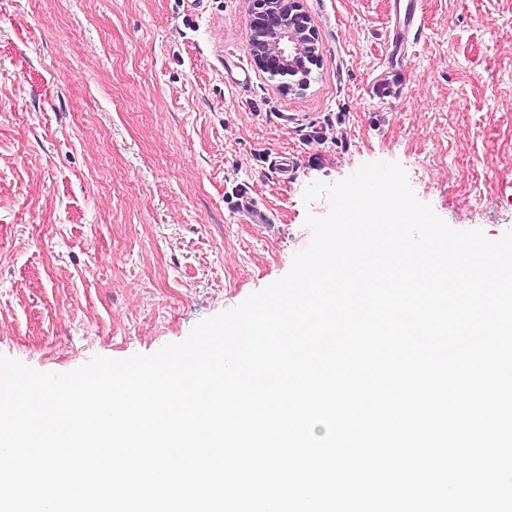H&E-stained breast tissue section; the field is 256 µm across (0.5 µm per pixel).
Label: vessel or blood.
<instances>
[{
	"mask_svg": "<svg viewBox=\"0 0 512 512\" xmlns=\"http://www.w3.org/2000/svg\"><path fill=\"white\" fill-rule=\"evenodd\" d=\"M391 27L387 35L386 73L372 86L375 95L390 99L403 93L409 80L404 64L410 49L419 42L423 29V12L419 0H388ZM237 207L251 224H269L273 216L268 209L259 208L249 191H242Z\"/></svg>",
	"mask_w": 512,
	"mask_h": 512,
	"instance_id": "vessel-or-blood-1",
	"label": "vessel or blood"
}]
</instances>
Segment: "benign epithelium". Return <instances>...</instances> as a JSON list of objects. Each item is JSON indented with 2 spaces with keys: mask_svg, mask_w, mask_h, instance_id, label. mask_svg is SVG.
<instances>
[{
  "mask_svg": "<svg viewBox=\"0 0 512 512\" xmlns=\"http://www.w3.org/2000/svg\"><path fill=\"white\" fill-rule=\"evenodd\" d=\"M248 30L258 67L278 78V88L297 90L296 77L308 69L315 50L314 29L301 0H253Z\"/></svg>",
  "mask_w": 512,
  "mask_h": 512,
  "instance_id": "7a95c632",
  "label": "benign epithelium"
}]
</instances>
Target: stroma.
<instances>
[{
	"instance_id": "35a3bbf8",
	"label": "stroma",
	"mask_w": 512,
	"mask_h": 512,
	"mask_svg": "<svg viewBox=\"0 0 512 512\" xmlns=\"http://www.w3.org/2000/svg\"><path fill=\"white\" fill-rule=\"evenodd\" d=\"M301 2L318 61L283 92L251 0H0V354L64 373L183 341L290 271L329 210L308 185L366 163L399 164L453 229L512 230V0H423L385 102L387 0ZM242 188L273 223H246Z\"/></svg>"
}]
</instances>
